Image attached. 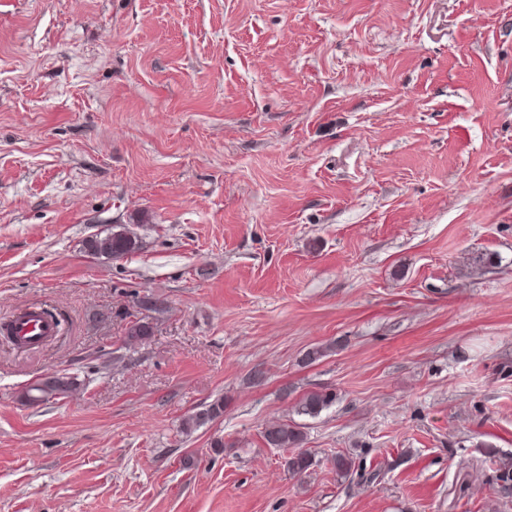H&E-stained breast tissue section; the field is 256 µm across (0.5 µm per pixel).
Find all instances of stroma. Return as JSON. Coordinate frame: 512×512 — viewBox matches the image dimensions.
Returning <instances> with one entry per match:
<instances>
[{
  "instance_id": "obj_1",
  "label": "stroma",
  "mask_w": 512,
  "mask_h": 512,
  "mask_svg": "<svg viewBox=\"0 0 512 512\" xmlns=\"http://www.w3.org/2000/svg\"><path fill=\"white\" fill-rule=\"evenodd\" d=\"M115 224L137 251H84ZM29 307L0 512H512V0H0V322ZM55 372L88 384L25 404ZM14 333L20 346L34 345L54 332L55 324L39 311L27 310L13 315ZM334 400L333 393L312 391L307 393L299 402L297 413L311 418L317 417L328 408ZM262 436L267 447L293 449L285 459V466L289 472L301 474L312 466L311 454L302 449L304 432L300 429V426L274 423L265 427Z\"/></svg>"
}]
</instances>
